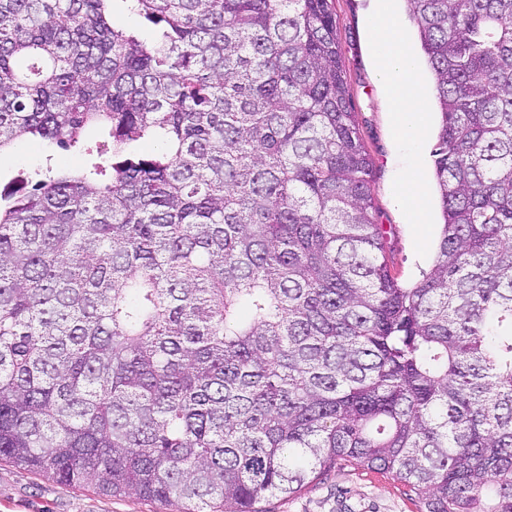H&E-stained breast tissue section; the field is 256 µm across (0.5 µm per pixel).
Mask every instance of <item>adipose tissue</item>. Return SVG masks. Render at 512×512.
I'll return each mask as SVG.
<instances>
[{
    "mask_svg": "<svg viewBox=\"0 0 512 512\" xmlns=\"http://www.w3.org/2000/svg\"><path fill=\"white\" fill-rule=\"evenodd\" d=\"M394 0H375L376 24L373 45L377 69L383 85L397 104L395 122L410 140H420L424 132L427 100L416 80L413 60L402 33L392 24Z\"/></svg>",
    "mask_w": 512,
    "mask_h": 512,
    "instance_id": "obj_1",
    "label": "adipose tissue"
}]
</instances>
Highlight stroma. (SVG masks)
I'll use <instances>...</instances> for the list:
<instances>
[{
  "label": "stroma",
  "mask_w": 512,
  "mask_h": 512,
  "mask_svg": "<svg viewBox=\"0 0 512 512\" xmlns=\"http://www.w3.org/2000/svg\"><path fill=\"white\" fill-rule=\"evenodd\" d=\"M332 9L351 108L372 162L374 209L388 232L391 271L400 285L409 287L430 269L442 229L432 156L440 115L429 111L424 140L407 141L395 124L375 70L370 0H332ZM87 162L82 151H65L42 139L26 138L0 152V184H7L21 169L49 164L75 170ZM402 167L413 169L424 184L428 223H408L395 199L393 183ZM262 506L265 512H420L417 499L407 495L390 475L356 466L329 469L300 492L266 498ZM0 512H162V507L134 495L109 497L88 488H73L1 461Z\"/></svg>",
  "instance_id": "stroma-1"
}]
</instances>
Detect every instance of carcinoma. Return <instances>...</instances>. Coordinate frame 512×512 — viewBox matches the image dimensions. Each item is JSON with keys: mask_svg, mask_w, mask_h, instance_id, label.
Masks as SVG:
<instances>
[{"mask_svg": "<svg viewBox=\"0 0 512 512\" xmlns=\"http://www.w3.org/2000/svg\"><path fill=\"white\" fill-rule=\"evenodd\" d=\"M125 2L152 38L0 0V151L91 156L0 188V460L170 512L349 465L512 512V0H405L443 214L410 288L330 0Z\"/></svg>", "mask_w": 512, "mask_h": 512, "instance_id": "cac0c4a2", "label": "carcinoma"}]
</instances>
